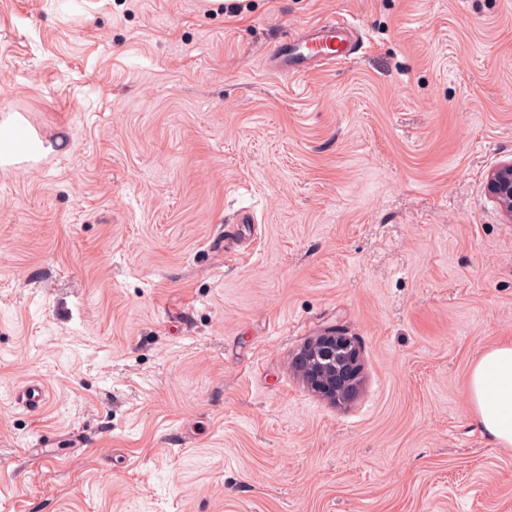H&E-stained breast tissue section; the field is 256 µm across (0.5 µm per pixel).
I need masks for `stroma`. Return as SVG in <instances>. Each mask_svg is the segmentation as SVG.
Here are the masks:
<instances>
[{
	"label": "stroma",
	"instance_id": "obj_1",
	"mask_svg": "<svg viewBox=\"0 0 512 512\" xmlns=\"http://www.w3.org/2000/svg\"><path fill=\"white\" fill-rule=\"evenodd\" d=\"M334 16L359 56L265 68ZM14 116L0 512H512L465 390L512 339V0H0ZM336 324L341 404L294 365ZM487 190L502 206L505 215L512 221V162L491 171L486 180Z\"/></svg>",
	"mask_w": 512,
	"mask_h": 512
}]
</instances>
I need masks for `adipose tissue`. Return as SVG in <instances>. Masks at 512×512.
Wrapping results in <instances>:
<instances>
[{
    "label": "adipose tissue",
    "instance_id": "obj_1",
    "mask_svg": "<svg viewBox=\"0 0 512 512\" xmlns=\"http://www.w3.org/2000/svg\"><path fill=\"white\" fill-rule=\"evenodd\" d=\"M473 416L496 446L512 447V343L487 350L466 385Z\"/></svg>",
    "mask_w": 512,
    "mask_h": 512
}]
</instances>
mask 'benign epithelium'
<instances>
[{
  "mask_svg": "<svg viewBox=\"0 0 512 512\" xmlns=\"http://www.w3.org/2000/svg\"><path fill=\"white\" fill-rule=\"evenodd\" d=\"M487 190L512 220V162L491 171ZM361 349L340 327H329L299 354L297 363L305 383L333 402H347L357 393Z\"/></svg>",
  "mask_w": 512,
  "mask_h": 512,
  "instance_id": "obj_1",
  "label": "benign epithelium"
}]
</instances>
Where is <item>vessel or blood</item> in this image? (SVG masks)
<instances>
[{"mask_svg": "<svg viewBox=\"0 0 512 512\" xmlns=\"http://www.w3.org/2000/svg\"><path fill=\"white\" fill-rule=\"evenodd\" d=\"M363 47V34L355 23L343 20L311 25L295 38L272 47L266 66L279 75L302 74L323 64L350 61Z\"/></svg>", "mask_w": 512, "mask_h": 512, "instance_id": "obj_1", "label": "vessel or blood"}]
</instances>
